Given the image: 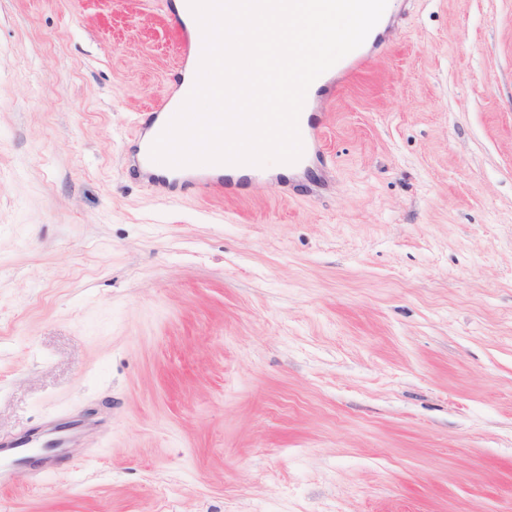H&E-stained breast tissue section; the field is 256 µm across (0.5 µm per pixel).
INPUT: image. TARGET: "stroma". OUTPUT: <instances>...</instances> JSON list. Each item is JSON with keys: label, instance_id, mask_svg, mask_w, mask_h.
<instances>
[{"label": "stroma", "instance_id": "stroma-1", "mask_svg": "<svg viewBox=\"0 0 512 512\" xmlns=\"http://www.w3.org/2000/svg\"><path fill=\"white\" fill-rule=\"evenodd\" d=\"M174 0H0V512H512V0L404 20L323 158L165 201L124 161ZM55 423L54 421H49L46 428L31 429L28 433L15 440H0V453L3 452L4 448H10V460L13 463L33 460L30 463L38 464L31 469V477L35 483L41 482L51 472V469L57 466L56 461H58L61 454L49 457V461L34 460L37 453L32 454L33 449L38 448L40 451L47 443H53L54 448H67L72 439L84 427L83 423H81L68 431H57L55 430Z\"/></svg>", "mask_w": 512, "mask_h": 512}]
</instances>
